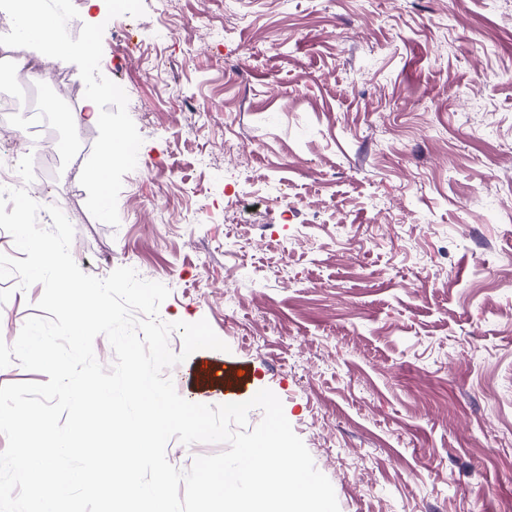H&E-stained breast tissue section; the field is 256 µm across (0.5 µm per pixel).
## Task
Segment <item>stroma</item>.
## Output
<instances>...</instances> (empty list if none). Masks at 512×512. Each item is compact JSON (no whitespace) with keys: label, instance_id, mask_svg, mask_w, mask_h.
Returning a JSON list of instances; mask_svg holds the SVG:
<instances>
[{"label":"stroma","instance_id":"1","mask_svg":"<svg viewBox=\"0 0 512 512\" xmlns=\"http://www.w3.org/2000/svg\"><path fill=\"white\" fill-rule=\"evenodd\" d=\"M100 72L143 139L119 226L67 150L49 175L87 274L164 284L227 351L166 369L219 405L271 390L340 512L512 501V0H143ZM249 152L238 164L225 141ZM488 258L475 266L473 254ZM42 285L0 306V336Z\"/></svg>","mask_w":512,"mask_h":512}]
</instances>
